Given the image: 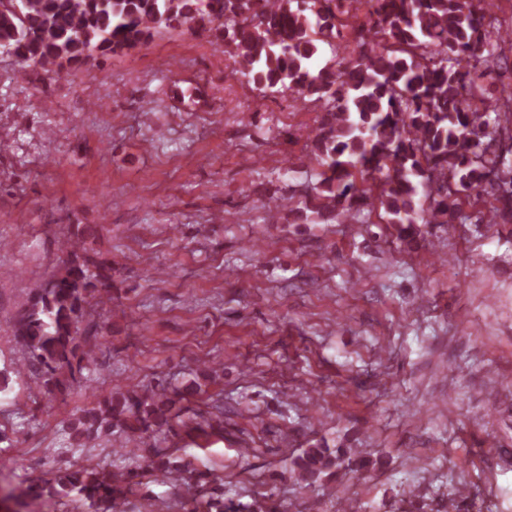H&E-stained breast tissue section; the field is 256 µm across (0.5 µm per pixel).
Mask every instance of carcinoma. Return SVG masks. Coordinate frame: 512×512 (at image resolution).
<instances>
[{"label":"carcinoma","mask_w":512,"mask_h":512,"mask_svg":"<svg viewBox=\"0 0 512 512\" xmlns=\"http://www.w3.org/2000/svg\"><path fill=\"white\" fill-rule=\"evenodd\" d=\"M495 0H10L0 9V47L45 73L81 66L146 43L162 27L210 30L224 22V46L261 94L278 86L320 104L312 139L317 184L305 185L296 219L369 223L375 214L410 245L429 224L511 226L512 96L491 100L484 84L512 69L500 54ZM369 5L358 21L353 5ZM334 59L313 62L321 46ZM82 233L61 241L65 260L32 290L16 323L26 355L16 371L62 395L97 369L98 336L83 326L93 302L111 301L112 276L85 252ZM187 393L155 381L112 397L63 425L68 447L119 433L145 442L173 419ZM224 407L201 415L223 430ZM304 482L352 466L341 448L310 447L293 462ZM154 482L175 486L203 512H254L224 504V483L157 455ZM141 474L79 467L46 487L31 482L1 495L6 512H38L45 496L76 497L86 512H135L128 495Z\"/></svg>","instance_id":"carcinoma-1"}]
</instances>
